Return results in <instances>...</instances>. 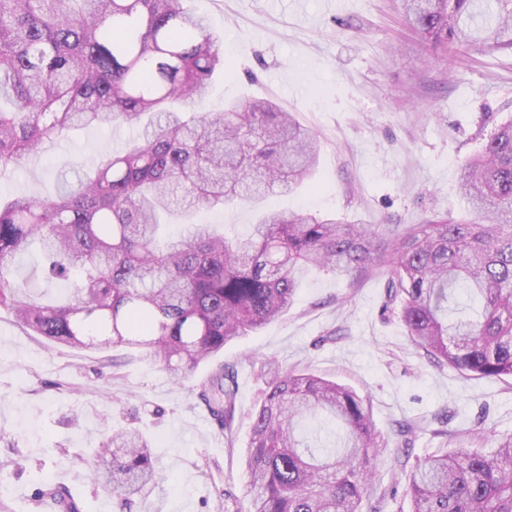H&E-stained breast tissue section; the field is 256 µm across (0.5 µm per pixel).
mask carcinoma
<instances>
[{
    "label": "carcinoma",
    "mask_w": 512,
    "mask_h": 512,
    "mask_svg": "<svg viewBox=\"0 0 512 512\" xmlns=\"http://www.w3.org/2000/svg\"><path fill=\"white\" fill-rule=\"evenodd\" d=\"M190 0H0V171L72 128H137L123 154L52 198L0 200V307L61 345L130 348L176 383L228 342L288 313L304 277L351 281L386 269L388 298L412 345L466 378L512 377V120L461 164L471 219L400 230L310 213L266 211L228 237L188 224L159 240L162 220L200 207L289 192L313 177L317 137L271 100L221 112L187 106L224 71L221 35ZM434 46L512 51V0H403ZM36 244L47 281H75L42 302L12 281ZM461 290L480 311L448 302ZM251 417L248 506L236 512H359L387 442L370 407L311 372L275 371ZM237 385L220 364L198 398L232 432ZM480 431L452 436L406 475L408 512H512V435L485 454ZM154 443L136 429L101 442L95 472L125 507L156 477ZM59 512H81L58 490Z\"/></svg>",
    "instance_id": "cac0c4a2"
}]
</instances>
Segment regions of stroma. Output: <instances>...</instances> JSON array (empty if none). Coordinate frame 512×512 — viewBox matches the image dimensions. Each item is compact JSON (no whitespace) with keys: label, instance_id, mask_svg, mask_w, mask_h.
Returning <instances> with one entry per match:
<instances>
[{"label":"stroma","instance_id":"obj_1","mask_svg":"<svg viewBox=\"0 0 512 512\" xmlns=\"http://www.w3.org/2000/svg\"><path fill=\"white\" fill-rule=\"evenodd\" d=\"M224 37L229 69L198 112L269 99L320 139L312 180L294 192L199 211L198 224L246 233L268 209H302L352 224H422L467 216L458 190L462 161L512 119V53L463 46L441 53L406 21L400 0H191ZM136 131L85 128L0 177V194L56 195L61 173L124 151ZM388 274L352 283L307 277L286 315L227 343L220 363L235 372L232 440L204 425L199 366L184 384L125 350L104 354L48 343L0 310V481L11 492L0 512H42L46 484L62 486L82 512H117L96 479L93 459L110 427L134 428L155 442L157 477L135 512H224L232 489L246 502L242 455L251 415L266 388L261 367L308 369L347 384L368 400L377 431L396 444L397 422L420 419L410 458L437 448L436 429H480L484 451L512 434V378H462L432 367L387 308ZM384 452L362 502L364 512L404 507L405 482Z\"/></svg>","mask_w":512,"mask_h":512}]
</instances>
